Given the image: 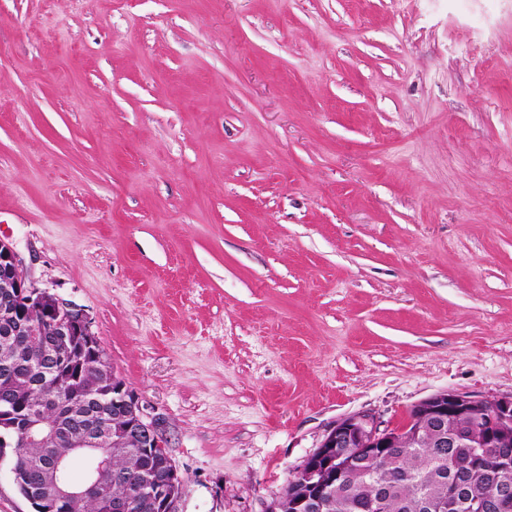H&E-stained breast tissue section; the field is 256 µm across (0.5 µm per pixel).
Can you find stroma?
Returning a JSON list of instances; mask_svg holds the SVG:
<instances>
[{
	"label": "stroma",
	"mask_w": 512,
	"mask_h": 512,
	"mask_svg": "<svg viewBox=\"0 0 512 512\" xmlns=\"http://www.w3.org/2000/svg\"><path fill=\"white\" fill-rule=\"evenodd\" d=\"M0 238L180 512H270L340 418L512 395V0H0Z\"/></svg>",
	"instance_id": "35a3bbf8"
}]
</instances>
